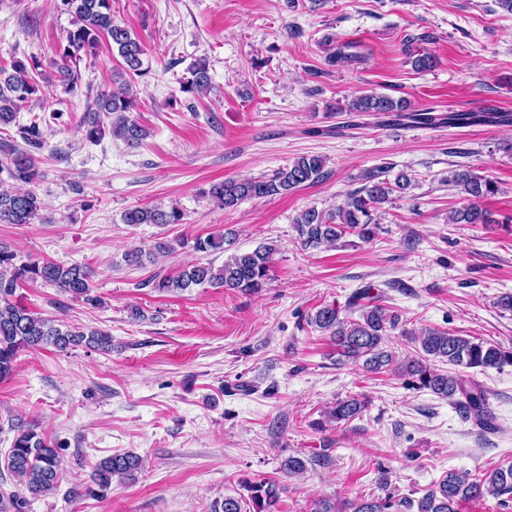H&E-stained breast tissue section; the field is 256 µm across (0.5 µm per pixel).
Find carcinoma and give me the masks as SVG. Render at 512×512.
Here are the masks:
<instances>
[{
  "instance_id": "1",
  "label": "carcinoma",
  "mask_w": 512,
  "mask_h": 512,
  "mask_svg": "<svg viewBox=\"0 0 512 512\" xmlns=\"http://www.w3.org/2000/svg\"><path fill=\"white\" fill-rule=\"evenodd\" d=\"M60 7L72 14L73 28L68 30L65 43L60 45L57 66L58 81L69 92L81 82L77 64L82 56L94 55L101 38L112 41L123 61V73L134 78L149 73L144 66L145 49L141 41L116 22L112 16V0H59ZM41 67L35 55L16 58L10 69H0V127L16 121L23 105L42 87L31 77ZM191 79L182 83L184 93L200 94L211 86L209 67L196 63L190 69ZM136 100L129 88L103 92L90 106L83 120L85 137L98 142L104 133V120H110L113 136L131 147H137L146 137V130L130 116ZM346 111L371 115L382 124L433 128L442 125L471 126L478 124L512 123V113L495 109L437 113L431 108L412 109L405 99H394L383 94H363L348 102ZM41 118L33 116L30 125L21 128L22 148L14 141L0 138V168L7 169L17 188L0 192V224H33L40 219L42 209L38 196L28 185L39 176L34 152L44 148L40 133ZM325 160L320 156L303 155L285 168L260 178L228 179L211 185L209 196L218 205L230 210L247 198H266L286 194L306 184L318 182L324 176ZM392 164L366 170L362 185L348 194L335 211L310 207L294 221L297 240L303 249H318L323 245H345V238L357 237L364 243L375 240L379 230L378 212L381 206L397 194L404 196L412 188L414 179L404 171L389 178ZM448 184L457 188L465 204L448 215L451 224H493L491 213L482 202L498 192L490 178L475 173L468 167L454 169ZM184 213L177 207L168 209L138 206L125 211L123 222L139 224H181ZM227 234L197 236L191 248L195 252L210 253L224 249ZM173 243L158 240L145 251L131 249L125 253L127 262L135 265L154 254L169 253ZM276 247L261 244L252 251L231 254L224 265L195 263L186 266L174 277H163L154 282L160 292L185 291L193 286H209L256 292L266 283ZM92 271L83 265L63 266L48 260L16 263V253L0 243V381L15 369L21 351L53 347L65 351L79 346L101 351L112 350V337L99 330L85 331L79 327L57 325L54 320L31 313L14 300L17 288L27 282H41L54 286L75 300L96 305L99 298L92 295ZM307 324L326 333L336 347V361L363 362L371 372L392 371L409 378L412 386L451 399L476 424L492 425L494 417L489 410L486 392L481 385L460 373L443 371L433 366L446 363L464 369H500L512 366V348L474 340L439 329H427L418 337L416 355L404 361L396 359L389 346V337L400 324L397 314L379 304L369 302V289L362 288L348 300L345 308L327 305L306 318ZM366 402L357 398L336 402L327 412L331 423H350L362 417ZM12 446L0 457V468L14 477L18 484L33 495L53 492L59 480L62 460L57 445L38 434L34 427L23 423L13 427ZM143 466V458L135 453H116L95 464L93 480L102 489L112 481L133 480ZM307 468L306 459L289 456L281 463L287 477L301 475ZM242 487L247 496L224 498L220 509L214 512H279V502L285 487L268 479H245ZM512 497V465L500 466L484 473L469 470H450L431 489L417 498L393 496H360L340 503L321 499L313 502L311 512H460L463 503L493 497L508 502Z\"/></svg>"
}]
</instances>
